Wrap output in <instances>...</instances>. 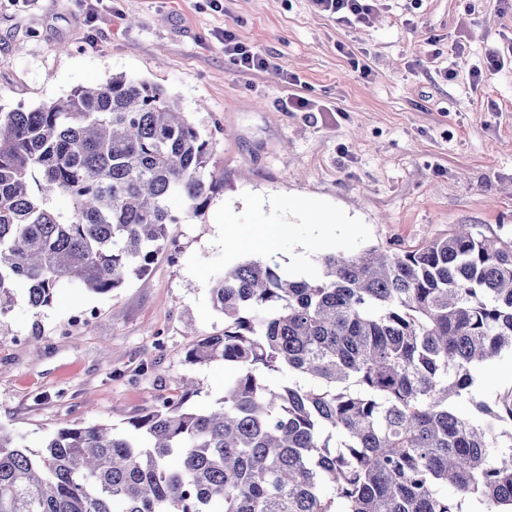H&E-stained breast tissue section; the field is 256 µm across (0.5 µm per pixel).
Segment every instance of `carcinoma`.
<instances>
[{
  "label": "carcinoma",
  "instance_id": "1",
  "mask_svg": "<svg viewBox=\"0 0 512 512\" xmlns=\"http://www.w3.org/2000/svg\"><path fill=\"white\" fill-rule=\"evenodd\" d=\"M211 152L124 74L0 111V318L18 288L39 310L64 281L107 294L145 274L211 198ZM319 264L294 279L250 260L215 282L224 332L188 360L230 369L220 408L162 397L121 433L62 424L39 454L0 426V512H512V389L489 420L450 402L512 352V236L460 224ZM285 372L306 384L268 383Z\"/></svg>",
  "mask_w": 512,
  "mask_h": 512
}]
</instances>
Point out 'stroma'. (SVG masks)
I'll use <instances>...</instances> for the list:
<instances>
[{
    "label": "stroma",
    "instance_id": "1",
    "mask_svg": "<svg viewBox=\"0 0 512 512\" xmlns=\"http://www.w3.org/2000/svg\"><path fill=\"white\" fill-rule=\"evenodd\" d=\"M222 5L0 0V109L48 103L115 74L145 79L210 139L218 181L201 216L169 225L144 277L102 295L66 283L38 311L16 290L0 319V425L31 452L65 422L124 429L183 378L202 387L189 405L217 407L228 370L187 354L194 339L223 331L210 288L249 258L229 245L225 215L284 225L273 256L283 272L320 209L346 215L352 229L319 240L314 263L413 248L456 224L512 235V65L477 84L471 76L488 48L512 38V11L500 0H380L357 27L310 0ZM228 29L331 111H285L287 82L234 71L224 58ZM80 314L85 322L74 324ZM510 389L506 354L455 407L473 416Z\"/></svg>",
    "mask_w": 512,
    "mask_h": 512
}]
</instances>
